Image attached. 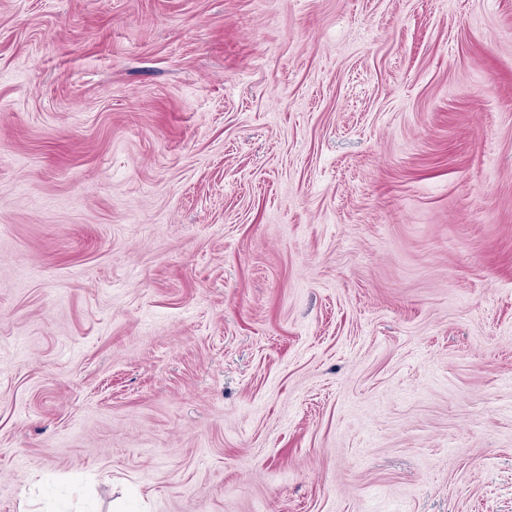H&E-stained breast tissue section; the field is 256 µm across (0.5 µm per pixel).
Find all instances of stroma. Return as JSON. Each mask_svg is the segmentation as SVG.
<instances>
[{
	"instance_id": "1",
	"label": "stroma",
	"mask_w": 512,
	"mask_h": 512,
	"mask_svg": "<svg viewBox=\"0 0 512 512\" xmlns=\"http://www.w3.org/2000/svg\"><path fill=\"white\" fill-rule=\"evenodd\" d=\"M512 512V0H0V512Z\"/></svg>"
}]
</instances>
